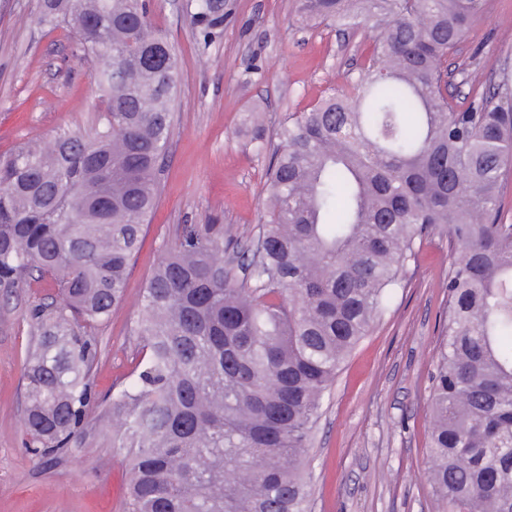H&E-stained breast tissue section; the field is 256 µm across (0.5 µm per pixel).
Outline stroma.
Masks as SVG:
<instances>
[{"label": "stroma", "instance_id": "35a3bbf8", "mask_svg": "<svg viewBox=\"0 0 512 512\" xmlns=\"http://www.w3.org/2000/svg\"><path fill=\"white\" fill-rule=\"evenodd\" d=\"M227 3L223 37L203 49L184 0L152 2L155 29L180 60L179 97L159 201L125 299L96 330L93 381L102 398L133 368L143 289L180 226L254 236L279 126L347 86L373 46L366 27L303 24L299 0ZM36 12L37 0H0V153L98 119L89 63L61 33L39 26ZM447 66L448 91L459 100L512 77V0H486ZM447 274V237L416 242L382 317L342 364L313 432L312 512H435L419 471ZM49 292L34 282L0 296V512H127L125 449L72 448L40 460L26 446L23 371L35 344L27 312Z\"/></svg>", "mask_w": 512, "mask_h": 512}]
</instances>
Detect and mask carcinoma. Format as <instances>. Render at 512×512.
I'll return each mask as SVG.
<instances>
[{
	"label": "carcinoma",
	"mask_w": 512,
	"mask_h": 512,
	"mask_svg": "<svg viewBox=\"0 0 512 512\" xmlns=\"http://www.w3.org/2000/svg\"><path fill=\"white\" fill-rule=\"evenodd\" d=\"M486 0H301L327 25L377 30L347 89L288 116L247 247L185 224L132 327L134 379L88 440L95 330L124 299L158 203L178 57L146 0H38L91 57L90 131L0 154V290L54 277L35 306L24 426L37 454L107 444L130 464V512H311L323 399L372 329L416 241L448 235V319L427 397L420 476L438 512H512V162L508 77L462 102L441 66ZM225 0H186L202 48Z\"/></svg>",
	"instance_id": "carcinoma-1"
}]
</instances>
